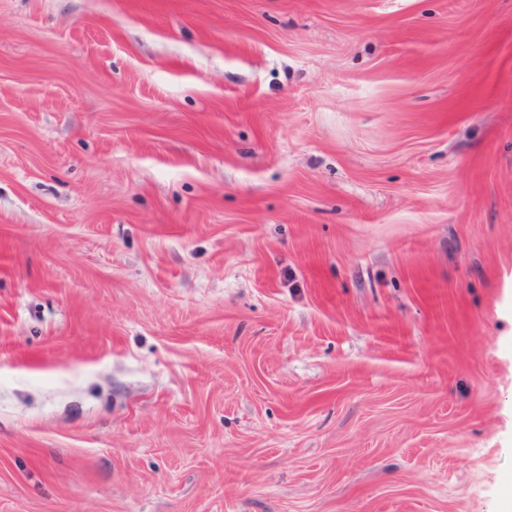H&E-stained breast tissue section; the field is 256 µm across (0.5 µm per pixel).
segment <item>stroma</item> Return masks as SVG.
Segmentation results:
<instances>
[{
	"instance_id": "35a3bbf8",
	"label": "stroma",
	"mask_w": 512,
	"mask_h": 512,
	"mask_svg": "<svg viewBox=\"0 0 512 512\" xmlns=\"http://www.w3.org/2000/svg\"><path fill=\"white\" fill-rule=\"evenodd\" d=\"M512 499V0H0V512Z\"/></svg>"
}]
</instances>
